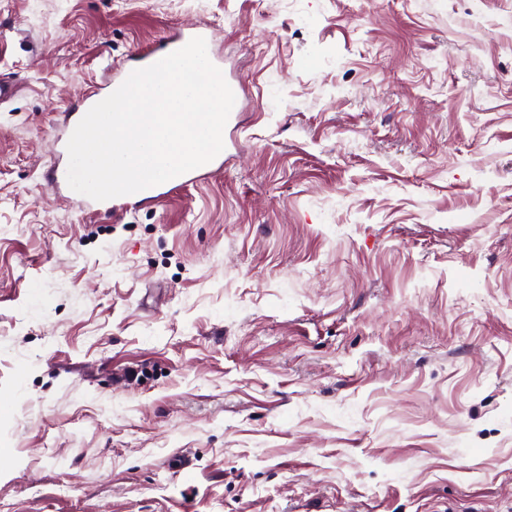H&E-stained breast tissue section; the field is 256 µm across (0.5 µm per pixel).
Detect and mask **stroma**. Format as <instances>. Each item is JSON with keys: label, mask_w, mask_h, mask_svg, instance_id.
<instances>
[{"label": "stroma", "mask_w": 512, "mask_h": 512, "mask_svg": "<svg viewBox=\"0 0 512 512\" xmlns=\"http://www.w3.org/2000/svg\"><path fill=\"white\" fill-rule=\"evenodd\" d=\"M189 24L220 168L52 193ZM1 73L0 512H512V0H0ZM194 30L195 31L190 36H186L183 31H180L179 33L170 35L157 43L148 54L139 58L135 66L129 68L120 77L113 80L112 92L115 91L125 81V79L133 70L144 68L158 62L168 54L185 46V44L188 43L192 38H204L207 43V48H209V41L212 38V32L210 29L207 26H198L195 27ZM214 159L207 164L193 169L185 174L134 194L119 196L106 201H96L71 190L70 195L67 198H69L71 202L77 204L80 207L95 209L96 211H99L105 215L112 216L118 212H122L124 207L129 204L157 203L159 200L167 196L172 187L182 183L196 182L197 180L204 179L213 171ZM72 196H79L80 198H72Z\"/></svg>", "instance_id": "1"}]
</instances>
